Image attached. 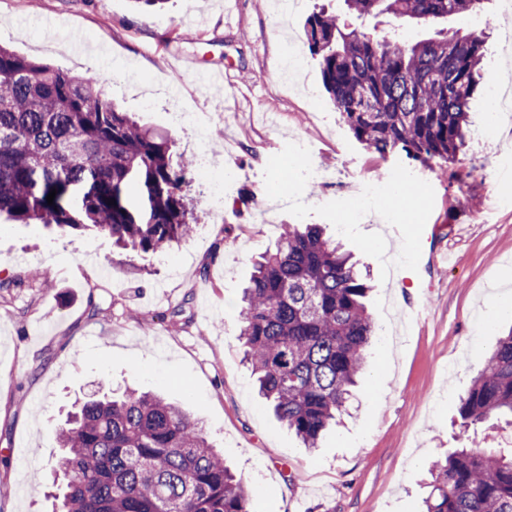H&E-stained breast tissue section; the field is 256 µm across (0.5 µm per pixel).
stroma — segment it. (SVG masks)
<instances>
[{
	"label": "stroma",
	"mask_w": 512,
	"mask_h": 512,
	"mask_svg": "<svg viewBox=\"0 0 512 512\" xmlns=\"http://www.w3.org/2000/svg\"><path fill=\"white\" fill-rule=\"evenodd\" d=\"M341 0H302L275 18L270 0H0V46L73 74L97 69L141 123L198 153L182 108L206 122L224 212L203 202L193 235L166 254L112 251L96 229L0 220V512H50L57 433L76 400L125 389L162 395L199 420L249 492L250 512H420L425 465L457 448L512 444V424L461 427L458 401L497 339L512 330V112L486 119L492 90L512 93V0H486L447 27L484 32L473 134L454 162L371 153L325 92L304 22ZM62 20L73 52L46 31ZM295 41L298 80L279 78ZM309 143L306 156L297 139ZM311 164L324 181L299 178ZM411 177L407 197L357 201L362 183ZM359 202L360 223L345 221ZM287 224H320L369 271L377 327L348 412L315 451L271 413L242 362L239 304L254 260Z\"/></svg>",
	"instance_id": "35a3bbf8"
}]
</instances>
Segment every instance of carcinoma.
I'll list each match as a JSON object with an SVG mask.
<instances>
[{"label":"carcinoma","instance_id":"obj_1","mask_svg":"<svg viewBox=\"0 0 512 512\" xmlns=\"http://www.w3.org/2000/svg\"><path fill=\"white\" fill-rule=\"evenodd\" d=\"M343 14L307 17L304 34L344 124L382 157L455 159L485 58L484 35L439 29L409 42L379 16L437 23L483 0H343ZM140 124L91 70L63 72L0 47V216L21 224L95 227L126 250L152 253L196 223L183 193L193 162ZM57 194L53 204L46 197ZM369 285L351 253L316 224L288 225L255 263L240 310L244 358L260 394L306 448L347 410L375 324ZM466 428L512 418V330L460 398ZM53 468V512H250L242 480L203 428L149 393L92 395L68 413ZM424 512H512V448H460L431 461Z\"/></svg>","mask_w":512,"mask_h":512}]
</instances>
